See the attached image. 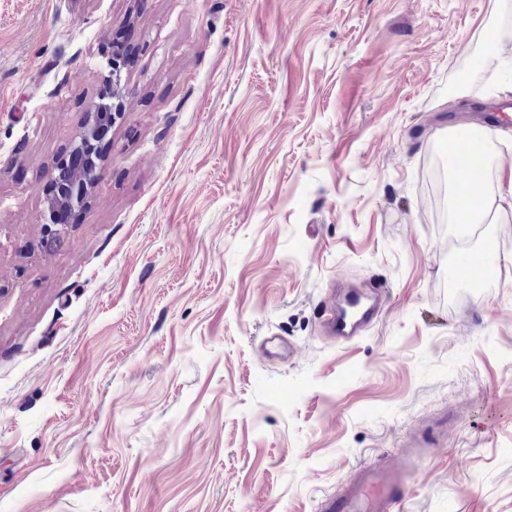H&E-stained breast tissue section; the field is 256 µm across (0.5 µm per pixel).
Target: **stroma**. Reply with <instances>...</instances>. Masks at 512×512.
Returning <instances> with one entry per match:
<instances>
[{
    "label": "stroma",
    "mask_w": 512,
    "mask_h": 512,
    "mask_svg": "<svg viewBox=\"0 0 512 512\" xmlns=\"http://www.w3.org/2000/svg\"><path fill=\"white\" fill-rule=\"evenodd\" d=\"M507 39L512 0H0V512H320L391 461L397 512H512V208L463 283L428 182L512 97ZM106 86L103 177L45 251ZM487 140L494 193L512 116ZM340 282L389 288L349 344ZM512 109V100L495 101L491 103H479L475 106L474 112H477L479 122L487 126H492L500 113L508 112Z\"/></svg>",
    "instance_id": "1"
}]
</instances>
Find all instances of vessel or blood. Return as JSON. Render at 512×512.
Here are the masks:
<instances>
[{"label": "vessel or blood", "instance_id": "vessel-or-blood-1", "mask_svg": "<svg viewBox=\"0 0 512 512\" xmlns=\"http://www.w3.org/2000/svg\"><path fill=\"white\" fill-rule=\"evenodd\" d=\"M479 122L493 125L499 114L512 110V100L480 103L475 107ZM386 289L377 283L366 288H338L335 301L322 307L321 323L329 336L342 342L359 337L378 318ZM408 481L397 465L360 470L341 491L326 498L323 512H392Z\"/></svg>", "mask_w": 512, "mask_h": 512}]
</instances>
